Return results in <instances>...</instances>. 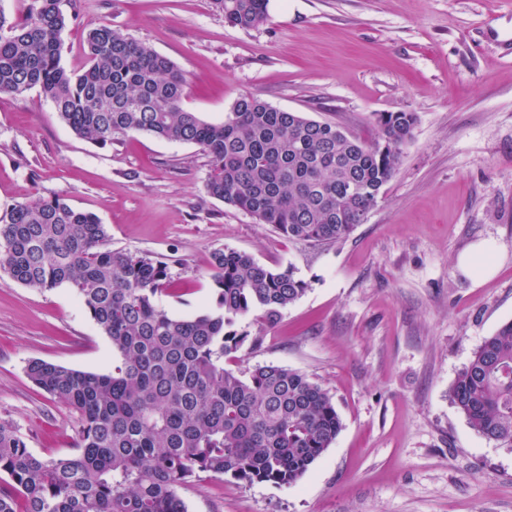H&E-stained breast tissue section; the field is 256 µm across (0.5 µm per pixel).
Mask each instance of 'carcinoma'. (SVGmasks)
I'll use <instances>...</instances> for the list:
<instances>
[{"mask_svg":"<svg viewBox=\"0 0 512 512\" xmlns=\"http://www.w3.org/2000/svg\"><path fill=\"white\" fill-rule=\"evenodd\" d=\"M224 21L257 28L268 0H210ZM70 17L59 0H31L20 20L0 9V94L37 88L80 138L105 146L129 134L192 143L210 157L206 193L281 235L315 244L346 238L393 178L417 117L377 114L367 144L330 122L240 95L224 119L183 107L186 78L165 56L107 23L85 35L87 64H62ZM91 212L60 198L14 205L0 217V271L40 290L66 285L112 343V371L32 360L26 371L80 418L77 452L33 454L0 420V512H187L177 488L202 474L290 485L336 441L333 397L309 375L281 365L248 367L240 352L263 336L234 329L254 313L277 322L307 284L249 255L212 259L217 306L191 318L158 298L168 266L106 248ZM469 426L512 447V321L486 337L450 390Z\"/></svg>","mask_w":512,"mask_h":512,"instance_id":"1","label":"carcinoma"}]
</instances>
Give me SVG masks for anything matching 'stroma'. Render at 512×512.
<instances>
[{
  "label": "stroma",
  "mask_w": 512,
  "mask_h": 512,
  "mask_svg": "<svg viewBox=\"0 0 512 512\" xmlns=\"http://www.w3.org/2000/svg\"><path fill=\"white\" fill-rule=\"evenodd\" d=\"M62 63L86 62L100 23L169 58L187 110L219 121L252 94L373 142L380 112H412L413 135L365 222L317 245L207 195L197 145L145 134L78 138L38 90L0 95V214L59 197L95 213L107 246L167 262L170 315L213 309L211 258L233 249L307 284L262 332L247 365L308 374L343 428L292 485L203 475L178 487L187 512H512V448L475 433L449 390L512 320V0H269L268 21L228 25L210 0H62ZM494 272L463 267L478 244ZM106 373L112 344L67 286L0 272V419L34 454L75 452L78 416L40 391L29 360Z\"/></svg>",
  "instance_id": "1"
}]
</instances>
